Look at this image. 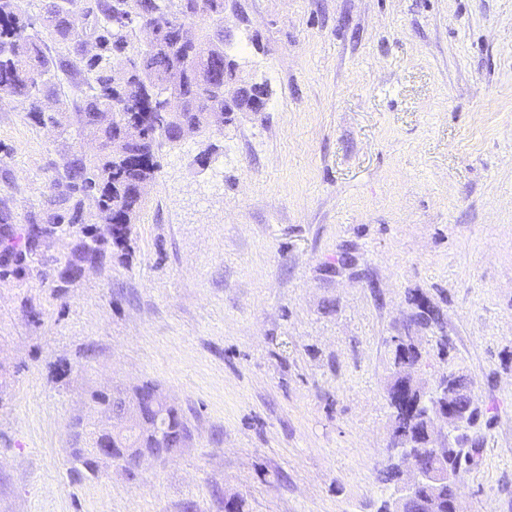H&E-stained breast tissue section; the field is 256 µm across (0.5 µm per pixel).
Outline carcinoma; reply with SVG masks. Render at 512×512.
I'll return each mask as SVG.
<instances>
[{"mask_svg":"<svg viewBox=\"0 0 512 512\" xmlns=\"http://www.w3.org/2000/svg\"><path fill=\"white\" fill-rule=\"evenodd\" d=\"M211 14H194V0H187L182 8L172 11L168 0H100V16L93 24L98 52L87 56L79 54L70 66L89 75L91 98L86 101L85 128L100 142V153L91 159L73 156L65 165L66 194L62 208L52 202L38 218L28 224H15L8 211H0V284L20 283L36 279L52 288L56 298L65 292L69 282L63 281L66 272L78 273L84 262L96 258L99 263L118 251L130 254L133 227L124 223L126 215H137L145 204L137 192L138 184L151 181L159 168L157 152L163 145V130L168 112L162 97L163 90L173 80L184 77L180 83L181 117L195 124L204 119V113L224 110V35L198 32L210 23L224 17V0H208ZM139 17L143 24L159 33L157 45L149 51L131 53L132 45L124 33V18ZM182 16L195 32V40L184 46L174 39L173 24ZM43 27L53 40L66 44L75 36L58 3L45 5ZM56 60L47 52L40 33L28 31V24L17 14L16 0H0V98L19 97L28 105V112L38 121L44 120L42 101L38 96L39 79L51 72ZM138 81L143 90L141 105L120 111L122 92L129 78ZM112 113V124L102 126L97 114ZM141 127L143 137L139 144L125 155L126 147L118 140L119 129L127 125ZM93 202L102 219L112 228L103 232L94 224L76 226L79 212L85 202ZM53 237L70 239V251L61 258H51L39 250L40 229ZM442 320L440 310L431 306L412 313L407 326L413 330L436 329ZM421 354L403 344L395 348L393 376L398 378L404 365H418ZM117 385L113 391L90 393L88 414L76 419L78 435L85 447L72 454V473L79 479L96 478L100 473L95 448H112V458L122 462L132 474L141 461L123 453L140 442L148 448H171L178 436L190 432L188 420L179 407H171L164 414L145 409L153 430L145 439L122 418H115L116 432L111 435L94 414L102 416L118 412L121 393Z\"/></svg>","mask_w":512,"mask_h":512,"instance_id":"obj_1","label":"carcinoma"}]
</instances>
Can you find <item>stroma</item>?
Segmentation results:
<instances>
[{"label": "stroma", "mask_w": 512, "mask_h": 512, "mask_svg": "<svg viewBox=\"0 0 512 512\" xmlns=\"http://www.w3.org/2000/svg\"><path fill=\"white\" fill-rule=\"evenodd\" d=\"M46 113L0 99V209L29 223L95 149L67 67ZM268 105L163 146L113 256L58 299L0 287V512H378L393 366L411 297L443 312L419 376L472 383L461 512H512V0H239L222 22ZM39 310L31 318L23 301ZM447 354H439V336ZM159 384L188 448L135 474L69 476L91 391Z\"/></svg>", "instance_id": "35a3bbf8"}]
</instances>
